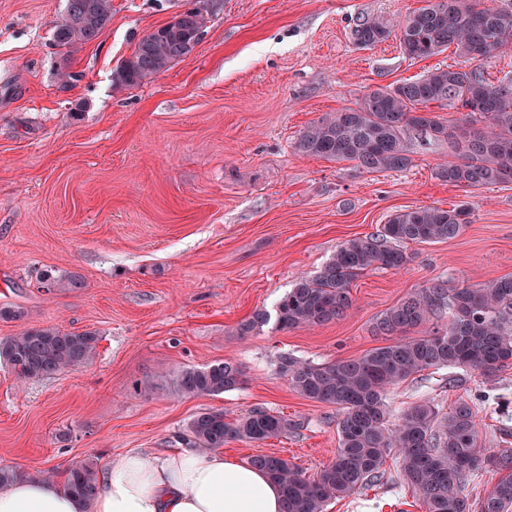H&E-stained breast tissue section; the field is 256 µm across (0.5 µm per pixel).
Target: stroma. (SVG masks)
<instances>
[{"instance_id":"obj_1","label":"stroma","mask_w":512,"mask_h":512,"mask_svg":"<svg viewBox=\"0 0 512 512\" xmlns=\"http://www.w3.org/2000/svg\"><path fill=\"white\" fill-rule=\"evenodd\" d=\"M184 2L112 0L102 38L64 55L52 27L65 0H0V337L30 327L98 337L92 360L51 378L23 382L0 364V466L51 470L61 482L87 459L185 447L201 411L262 408L298 429L229 443L225 455L274 454L317 474L336 455L338 412L296 393L278 354L355 358L387 344L377 317L415 289L512 276V183L436 178L447 144L412 140V167L379 173L294 150L308 123L367 90L457 63L450 49L406 59L395 32L354 45L360 18L396 22L422 0H214L192 54L151 82L114 87V68ZM62 68L76 81L61 83ZM465 202L472 224L445 242L406 244L403 269L359 276L343 318L240 335L255 310H273L298 277L317 275L339 244L393 212ZM46 274L82 285L49 293ZM225 359L240 365L241 388L174 394L173 373ZM479 390L509 399L478 415L484 444L512 448V366L404 381L387 395L388 415L421 401L445 414ZM384 467L390 482L325 512H423L396 457Z\"/></svg>"}]
</instances>
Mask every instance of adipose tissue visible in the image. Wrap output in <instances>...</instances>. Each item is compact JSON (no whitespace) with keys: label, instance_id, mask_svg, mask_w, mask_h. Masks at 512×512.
Segmentation results:
<instances>
[{"label":"adipose tissue","instance_id":"adipose-tissue-1","mask_svg":"<svg viewBox=\"0 0 512 512\" xmlns=\"http://www.w3.org/2000/svg\"><path fill=\"white\" fill-rule=\"evenodd\" d=\"M0 512H80L57 481L33 478L0 488ZM90 512H283L267 473L222 451L173 450L108 458Z\"/></svg>","mask_w":512,"mask_h":512}]
</instances>
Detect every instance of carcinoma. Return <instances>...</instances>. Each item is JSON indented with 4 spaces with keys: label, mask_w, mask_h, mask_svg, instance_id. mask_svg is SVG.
<instances>
[{
    "label": "carcinoma",
    "mask_w": 512,
    "mask_h": 512,
    "mask_svg": "<svg viewBox=\"0 0 512 512\" xmlns=\"http://www.w3.org/2000/svg\"><path fill=\"white\" fill-rule=\"evenodd\" d=\"M83 2L65 0L54 23L52 43L63 54L102 36L112 18V0H98L100 9L93 12L85 11ZM186 14L190 20L184 27L160 26L142 36L114 69L113 84H145L185 57L186 45L198 43L208 23L194 2ZM398 26L406 58H428L452 46L462 65L369 90L355 106L304 127L295 141L296 152L352 161L368 173L404 172L413 162L410 141L415 135L448 144L456 157L435 171L443 181L473 188L512 183V79L493 82L483 69L512 47V0L496 9L482 8L478 0H425ZM390 35L391 24L382 17L362 18L352 31L353 41L364 49ZM433 103L450 110V117L434 113ZM472 216L466 204L391 214L377 232L339 245L318 275L299 277L277 304L276 326L291 331L345 316L353 305L351 285L358 276L377 268L406 267L412 255L400 244L453 239L472 223ZM445 312L451 313L447 326H437L425 336L403 335ZM269 320L265 310L257 309L241 324L240 334L260 329ZM375 330L391 342L360 357L314 363L288 353L278 356L279 372L293 389L340 412L336 457L317 475L308 477L297 464L274 454L250 458L280 487L284 512H324L329 501L378 484L391 454L398 455L400 478L425 512H512V449L482 446L471 402L461 399L445 415L434 404L419 402L405 408L397 424L386 425L390 390L424 371L462 368L489 375L512 364V276L460 288H419L383 312ZM97 341L91 331L29 328L0 337V363L22 381L52 377L89 362ZM243 383V371L232 359L184 368L171 380L178 396L218 395ZM299 427L292 419L257 408L234 418L222 410L200 412L187 430L192 447L211 450L231 442L262 443ZM479 471L498 479L490 492L472 501L463 494V484ZM33 474L49 477L45 471ZM33 474L0 467V486ZM97 478V462L82 461L68 470L62 488L87 504L95 495Z\"/></svg>",
    "instance_id": "cac0c4a2"
}]
</instances>
